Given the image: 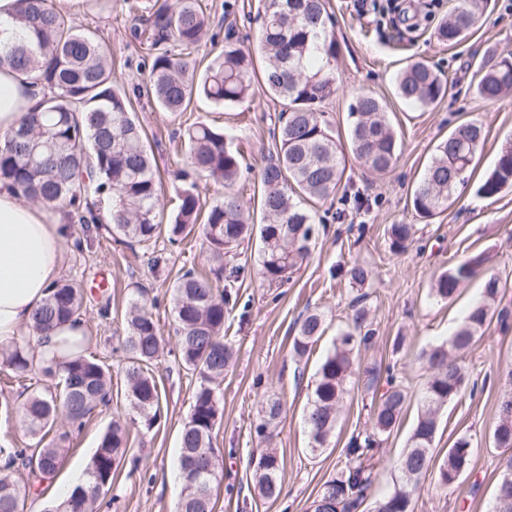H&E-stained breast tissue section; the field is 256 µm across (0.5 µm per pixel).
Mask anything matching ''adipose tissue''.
<instances>
[{
  "label": "adipose tissue",
  "instance_id": "obj_1",
  "mask_svg": "<svg viewBox=\"0 0 512 512\" xmlns=\"http://www.w3.org/2000/svg\"><path fill=\"white\" fill-rule=\"evenodd\" d=\"M31 79L0 67V135L16 128L38 99ZM70 229L53 205L22 203L0 183V345L28 334L31 315L62 273V250ZM82 323L47 330L35 338L39 362H64L84 342Z\"/></svg>",
  "mask_w": 512,
  "mask_h": 512
}]
</instances>
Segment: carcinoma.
<instances>
[{
    "instance_id": "carcinoma-1",
    "label": "carcinoma",
    "mask_w": 512,
    "mask_h": 512,
    "mask_svg": "<svg viewBox=\"0 0 512 512\" xmlns=\"http://www.w3.org/2000/svg\"><path fill=\"white\" fill-rule=\"evenodd\" d=\"M479 0H461L451 18L436 28L437 39L454 44L476 22ZM145 29L133 27L132 37H146L150 55L148 81L143 92L162 111L176 114L204 99L217 107L237 106L254 95V58L228 40L224 51L201 73L191 57L211 28L210 14L200 0H153L140 16ZM256 20L257 53L264 62L262 90L282 105L277 137L260 170L262 223L255 224L243 202L231 189L244 175L243 156L224 131L204 121L184 132L189 169L174 178L179 204L169 217L159 209L162 182L147 136L132 116L130 97L112 77V67L90 30L79 29L54 5V0H18L15 22L27 31L6 35L0 26V67L8 64L23 75H34L42 96L20 126L0 141V182L10 183L20 197L34 202H56L66 208L68 220L78 219L81 231L108 219L116 242L138 245L153 269L169 257L157 248L161 239L175 246L202 229L207 241L210 273L184 270L173 284L169 335L178 365L195 378L189 417L180 432L179 471L182 491L176 512H214L212 484L218 480V458L213 434L222 418L218 387L233 365L234 351L224 341V319L240 301L236 283L245 265L233 263L244 242H258L260 274L268 286L288 281L308 262L318 238L310 203L335 195L343 179V150L324 118L323 104L339 91L336 62L339 48L329 28L326 0H261ZM475 93L493 100L512 91V50L506 49L479 67ZM446 92L441 77L427 64L414 61L397 75V97L427 108ZM351 119L349 149L373 174L383 176L401 154L386 105L375 96L358 92L348 107ZM484 143L483 124L477 120L457 125L436 147L414 190L412 206L422 219L448 209L458 188L468 183L478 150ZM204 175L224 187V195L204 207L194 177ZM512 187V142L503 145L494 168L478 185L477 195L491 199ZM415 233L412 224L387 229L389 249H406ZM483 253L464 255L438 274L430 295L453 301L459 288L484 271ZM345 276L362 286L372 270L355 262ZM126 315L121 344L126 365L120 395L129 419L114 421L102 436L86 470L88 486L78 485L43 512H96L101 496L112 487V477L128 451L131 430H150L161 419V392L154 367L164 352L158 320L148 307L141 285ZM500 280H485L483 298L448 341L423 350L420 360L427 376L421 390V412L395 468L393 487L376 500L373 512H413L420 480L433 477L442 488L453 487L469 469L474 446L471 437L456 438L447 456L434 462L432 447L442 408L459 397L465 371L460 355L475 347L495 314ZM363 293L355 301L352 322L340 330L321 361L311 390L305 424L310 449L324 448L335 434L339 411L355 388L369 398L370 428L350 437L345 459L336 477L326 481L312 502L313 512H358L368 497L376 456L406 411L411 391L396 364L380 370L361 368V353L375 345L376 330L367 320ZM84 288L77 280L58 282L33 312L31 330L39 334L52 326L81 319ZM326 331V318L310 310L299 320L290 353L301 362ZM35 345L28 336L0 351V367L21 386L34 371ZM54 383L31 393L25 422L32 439L28 448H0L6 466L0 470V512H20L31 493L11 474L14 464L33 468L43 462L42 477H52L66 458L61 443L70 432H57L62 418L80 428L96 409L112 401V371L94 356L83 353L66 362L41 366ZM509 385L498 401L495 447L512 449V367L499 373ZM284 409L279 398L261 402L254 432L262 442L271 439ZM281 461L275 450L263 453L253 465L254 489L271 500L278 496Z\"/></svg>"
}]
</instances>
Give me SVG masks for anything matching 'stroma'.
Segmentation results:
<instances>
[{
	"mask_svg": "<svg viewBox=\"0 0 512 512\" xmlns=\"http://www.w3.org/2000/svg\"><path fill=\"white\" fill-rule=\"evenodd\" d=\"M133 0H103L92 7L89 0H73L67 12L75 26L97 32L105 53L112 59L117 83L134 96L136 113L153 135V151L160 171L183 165L185 148L173 137L188 124L205 121L224 129L252 168H260L272 146L271 131L281 104L263 91L232 108L195 102L186 112L173 116L159 111L148 97L137 96L148 76V52L131 36L137 25L130 6ZM221 36L238 39L244 51L256 46L258 26L251 16L258 0H202ZM390 0H367L359 13L353 0H327L335 21L340 54L337 72L340 92L324 106L325 117L336 138L348 139V106L352 93L364 91L381 97L388 105L392 124L402 137V153L395 169L384 176L365 171L353 155L345 157V174L333 199L317 203L315 212L325 226L308 263L292 280L279 288L263 283L258 259H247L239 282L240 309L224 321V339L234 346L237 359L218 389L223 419L217 425L213 446L222 476L214 491L215 512H310L323 483L335 476L351 435L368 428L360 390H353L339 415L336 433L321 453L310 454L303 413L316 370L340 329L346 327L358 292H366L369 316L378 332V343L363 353L367 364L399 360L412 391H420L426 374L419 360L423 348L445 341L480 298L483 278L466 283L450 303L431 299L433 274L448 269L465 254L488 253L490 273L502 284L498 301L500 317L494 318L484 339L465 359L469 386L441 410L433 451L443 460L453 440L471 435L475 453L470 468L455 488L441 489L423 479L414 497V512H489L499 476V453L491 437L497 423L498 399L503 390L496 377L499 368L512 364V187L495 199L478 197L473 189L459 192L456 201L432 220L417 218L411 198L435 147L455 125L479 119L484 123L485 143L475 159V178L493 169L497 154L512 141V92L486 101L474 92L481 59L512 50V0H482L476 24L458 44L448 45L435 37L437 25L458 5V0H413L410 9L416 29L401 32L391 25ZM422 60L435 68L446 84L444 97L427 108L405 104L395 95V78L410 61ZM363 207H356V200ZM413 224V243L401 254L390 252L387 228ZM207 243L195 234L186 245L173 249L165 267L150 269L146 255L115 245L107 231H99L82 250L66 247L63 275L94 283L107 279L111 285V315L99 314L98 295L87 296L83 322L91 338L89 350L102 363L117 368L123 319L135 285L149 290L152 312L161 327L172 321L171 285L183 267L209 268ZM364 263L375 271L364 289L352 288L342 276H332L337 264ZM326 316L327 331L305 362H296L290 347L296 326L310 309ZM404 335L399 356H392L394 336ZM162 392L163 414L150 431L133 434L127 456L112 479L99 512H175L182 484L177 477L179 432L192 405L194 382L173 357L162 356L155 369ZM275 395L286 404L277 434L270 446L282 461L281 494L261 499L253 486L251 462L264 447L251 428L263 397ZM26 392L19 386L0 383V445L24 448L31 439L23 423ZM122 398L86 420L73 434L65 466L53 479L44 481L43 492L26 499L23 512H42L55 500L58 488L75 468L88 465L113 416L123 413ZM418 399H411L406 413L385 443L380 467L364 512L373 499L392 487V464L404 452L416 422Z\"/></svg>",
	"mask_w": 512,
	"mask_h": 512,
	"instance_id": "obj_1",
	"label": "stroma"
}]
</instances>
